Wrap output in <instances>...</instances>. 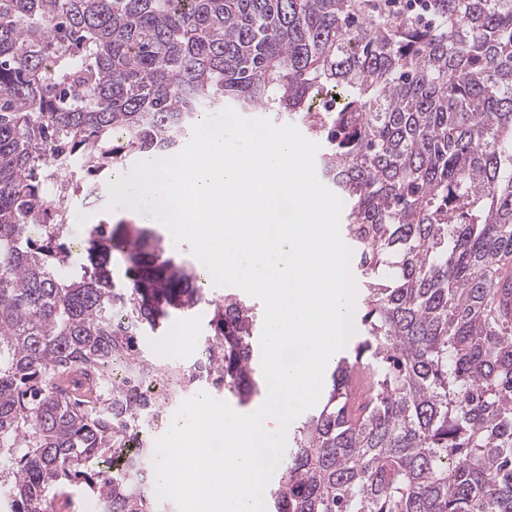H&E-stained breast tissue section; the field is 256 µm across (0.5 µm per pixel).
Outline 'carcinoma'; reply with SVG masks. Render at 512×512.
Instances as JSON below:
<instances>
[{
	"label": "carcinoma",
	"mask_w": 512,
	"mask_h": 512,
	"mask_svg": "<svg viewBox=\"0 0 512 512\" xmlns=\"http://www.w3.org/2000/svg\"><path fill=\"white\" fill-rule=\"evenodd\" d=\"M335 112L314 107L324 89ZM229 100L320 139L359 334L293 428L276 512H512V0H0V496L10 512H156L138 427L151 370L246 403L257 313L143 224L67 196L177 154ZM123 279L114 278V267ZM211 307L204 364L140 339ZM135 452L136 468L100 467ZM109 202V193L103 192L94 206H85L80 196H72L69 200V206L72 211V221L70 222V238L73 243L72 250L75 253L77 246L86 236L91 224H120L122 222H144L141 216L131 214L127 208L118 207L111 211H106ZM134 220V221H133Z\"/></svg>",
	"instance_id": "carcinoma-1"
}]
</instances>
